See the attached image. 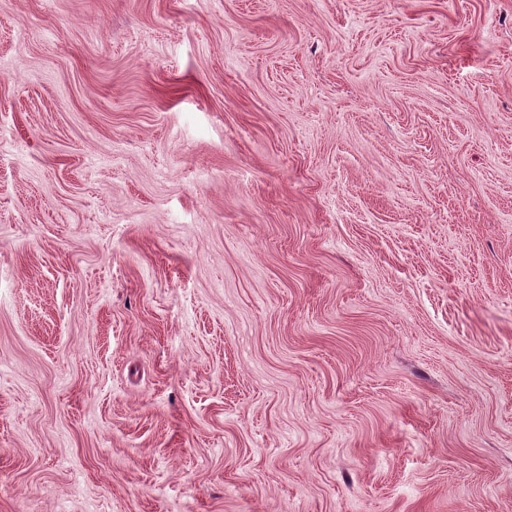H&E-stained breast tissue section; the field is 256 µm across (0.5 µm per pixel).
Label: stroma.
Returning a JSON list of instances; mask_svg holds the SVG:
<instances>
[{"label":"stroma","instance_id":"1","mask_svg":"<svg viewBox=\"0 0 512 512\" xmlns=\"http://www.w3.org/2000/svg\"><path fill=\"white\" fill-rule=\"evenodd\" d=\"M0 512H512V0H0Z\"/></svg>","mask_w":512,"mask_h":512}]
</instances>
